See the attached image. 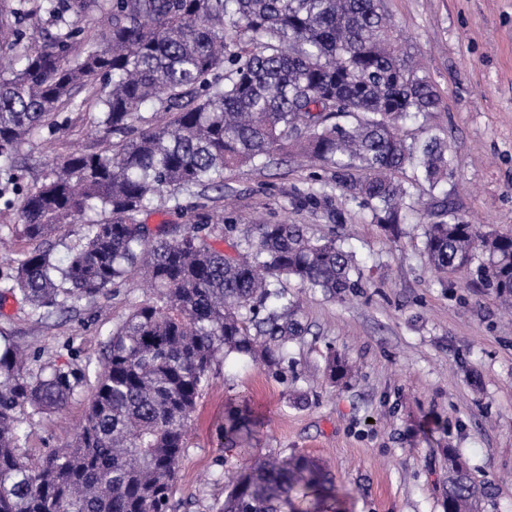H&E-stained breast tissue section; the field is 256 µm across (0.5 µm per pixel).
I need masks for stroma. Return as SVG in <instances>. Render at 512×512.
<instances>
[{
	"instance_id": "1",
	"label": "stroma",
	"mask_w": 512,
	"mask_h": 512,
	"mask_svg": "<svg viewBox=\"0 0 512 512\" xmlns=\"http://www.w3.org/2000/svg\"><path fill=\"white\" fill-rule=\"evenodd\" d=\"M400 38L421 60L441 96L427 120L405 117L408 138L442 127L456 156L446 190L419 186L417 208L436 210L449 194L458 214L512 233V0H383ZM59 132L30 138L13 174L0 172V198L16 199L75 148L101 150L104 135L87 112H62ZM311 195L328 205L308 204ZM231 224L220 247L259 221L304 225L315 236L349 239L363 268L356 296L337 302L307 293L310 332L292 350L294 379L282 382L248 359L217 362L191 418L179 463L174 512H216L246 459L224 446L228 400L249 398L264 423L251 456H304L327 472L341 512H442L448 449L476 483L495 488L496 512H512V313L490 290L458 272L439 274L424 251L423 228L407 219L400 236L337 188L332 171L274 156L263 170H225L224 187L164 194L141 214L149 225L196 224L213 214ZM127 282L75 311L45 320L21 298L0 301V336L28 349L31 368L100 361L104 341L132 307L152 301ZM358 370L343 386L324 375L331 351ZM32 416L23 452L30 463L71 440L87 406Z\"/></svg>"
}]
</instances>
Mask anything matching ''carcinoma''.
<instances>
[{
	"label": "carcinoma",
	"mask_w": 512,
	"mask_h": 512,
	"mask_svg": "<svg viewBox=\"0 0 512 512\" xmlns=\"http://www.w3.org/2000/svg\"><path fill=\"white\" fill-rule=\"evenodd\" d=\"M96 9L107 14L105 29L84 39L66 17ZM39 10L63 25L34 47L0 18V167L15 169L20 144L54 130L64 109L94 111L106 134L130 129L148 102L157 112L130 138L71 154L23 195L16 231L38 246L16 264L8 290L41 317L140 272L154 299L106 337L96 365L49 363L34 373L27 354L0 347V512H168L213 365L247 357L288 378L290 346L307 327L282 283L342 301L364 273L344 240L310 236L301 224H256L227 255L215 246L222 224L151 228L138 215L165 192L215 187L226 169L260 170L277 153H296L333 169L336 185L393 233L413 210L411 188L454 176L447 138L427 127L409 142L397 125L439 111L440 97L396 40L383 0H40ZM408 167L414 180L395 179ZM88 212L106 219L80 225L67 262L55 263L46 240ZM415 214L436 270L474 271L512 301V235L483 232L447 204L438 222ZM327 370L333 384L350 373L335 353ZM87 388L71 443L29 465L23 425L63 411ZM225 420L245 437L261 426L246 404L228 403ZM294 493L329 495L318 464L255 462L219 512H300ZM492 497L448 449L444 512H486Z\"/></svg>",
	"instance_id": "obj_1"
}]
</instances>
